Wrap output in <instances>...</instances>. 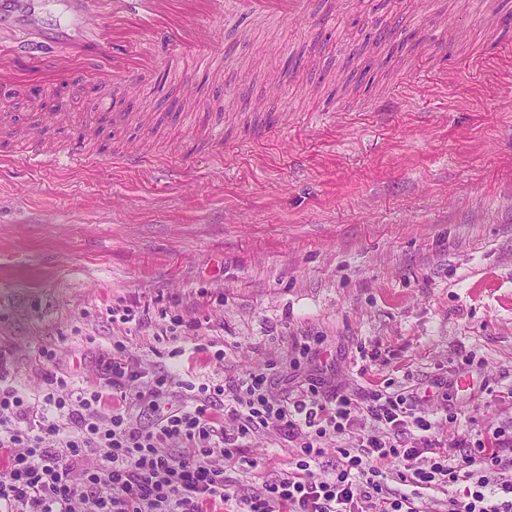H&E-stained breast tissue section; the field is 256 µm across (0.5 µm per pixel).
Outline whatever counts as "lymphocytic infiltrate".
Segmentation results:
<instances>
[{
	"label": "lymphocytic infiltrate",
	"mask_w": 512,
	"mask_h": 512,
	"mask_svg": "<svg viewBox=\"0 0 512 512\" xmlns=\"http://www.w3.org/2000/svg\"><path fill=\"white\" fill-rule=\"evenodd\" d=\"M110 395L95 388L73 392L64 378L47 374L40 410H33L8 385V357L0 352V512H422L420 488L464 482V498L448 501V512H512V445L501 431L476 440H453L456 463L435 453L432 424L416 415L406 396L380 390L359 397L337 389L310 388L287 401L271 392L272 376L253 371L231 389L239 420L221 432L207 404L157 412L152 429L134 425L127 406L147 399L137 386V361L115 348L106 364ZM367 412L381 434L362 439L357 449H339L333 475L319 477L310 461L323 443L343 433L356 411ZM276 425L300 436L299 458L261 491L241 494L213 460L223 441L225 460L236 461L239 442L257 429ZM420 431L418 446L402 447L407 428ZM396 464L412 495L386 484Z\"/></svg>",
	"instance_id": "lymphocytic-infiltrate-1"
}]
</instances>
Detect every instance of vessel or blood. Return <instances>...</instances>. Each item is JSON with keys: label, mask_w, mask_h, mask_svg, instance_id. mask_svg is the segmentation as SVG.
Instances as JSON below:
<instances>
[{"label": "vessel or blood", "mask_w": 512, "mask_h": 512, "mask_svg": "<svg viewBox=\"0 0 512 512\" xmlns=\"http://www.w3.org/2000/svg\"><path fill=\"white\" fill-rule=\"evenodd\" d=\"M97 0H68L76 19L64 37L53 35V14L46 0H0V29L28 32L17 46L0 48V87H51L73 70H82L97 85L119 84L140 92V67L153 65L155 56L146 49L157 42L170 51L169 66L187 59H215L219 51L211 32L196 23L208 18L250 17L266 22L301 19L309 11L308 0H113L111 15L98 14ZM53 51H46L47 42ZM97 127L85 120L77 139L65 150L66 163H95L86 141ZM41 129L26 138L25 157L31 170L51 160Z\"/></svg>", "instance_id": "vessel-or-blood-1"}]
</instances>
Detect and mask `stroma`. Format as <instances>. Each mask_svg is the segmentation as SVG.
<instances>
[{
  "label": "stroma",
  "mask_w": 512,
  "mask_h": 512,
  "mask_svg": "<svg viewBox=\"0 0 512 512\" xmlns=\"http://www.w3.org/2000/svg\"><path fill=\"white\" fill-rule=\"evenodd\" d=\"M311 0L304 19L210 20L222 70L193 69L194 98L162 72L130 96L65 78V111L93 117L94 170L33 172L22 137L0 168V350L9 385L42 402L46 373L73 390L101 381L114 343L140 362L143 388L179 408L213 399L238 424L229 384L288 365L273 393L310 383L420 394L440 443L479 430L512 435V0ZM422 38L421 49L389 52ZM462 29L450 59L438 47ZM301 56L291 78L283 71ZM370 69L355 95L343 68ZM250 80H243V73ZM287 82L285 95L267 98ZM27 93L0 91V124L41 122ZM191 115L195 139L181 118ZM220 127L225 142L212 144ZM152 152L139 169L114 163ZM307 354H300V346ZM53 349L44 360L39 348ZM193 390H186V383ZM358 413L312 468L376 434ZM258 468L227 469L244 493L287 468L298 442L268 427L244 441Z\"/></svg>",
  "instance_id": "stroma-1"
}]
</instances>
